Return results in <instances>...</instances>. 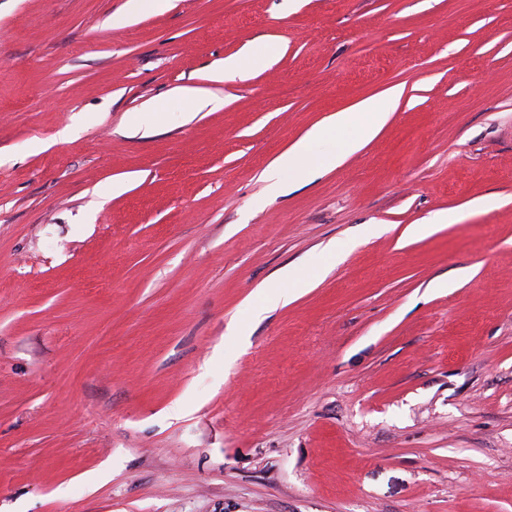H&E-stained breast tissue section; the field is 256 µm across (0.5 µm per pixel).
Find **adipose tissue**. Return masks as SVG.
I'll return each mask as SVG.
<instances>
[{"label": "adipose tissue", "instance_id": "ef3b65f1", "mask_svg": "<svg viewBox=\"0 0 512 512\" xmlns=\"http://www.w3.org/2000/svg\"><path fill=\"white\" fill-rule=\"evenodd\" d=\"M401 94V87H392L385 92L383 99L363 100L316 125L272 164L268 173L272 188H280L287 179L302 181L314 171L335 168L340 155L333 152L314 153V143L340 134L344 137L346 152L358 150L381 129Z\"/></svg>", "mask_w": 512, "mask_h": 512}]
</instances>
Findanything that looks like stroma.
Listing matches in <instances>:
<instances>
[{
	"instance_id": "stroma-1",
	"label": "stroma",
	"mask_w": 512,
	"mask_h": 512,
	"mask_svg": "<svg viewBox=\"0 0 512 512\" xmlns=\"http://www.w3.org/2000/svg\"><path fill=\"white\" fill-rule=\"evenodd\" d=\"M126 2L0 0V512H512V0ZM402 94V88L395 86L386 91L383 100L373 98L363 100L351 109L336 112L322 123L316 125L306 136L296 142L287 152L282 154L271 166L268 179L271 187L279 189L283 181H303L313 171L333 169L343 155L358 150L364 143L374 137L384 125L389 113L395 107ZM365 116L367 121L358 126L355 119ZM344 134L343 148L336 151L316 154L313 144Z\"/></svg>"
}]
</instances>
